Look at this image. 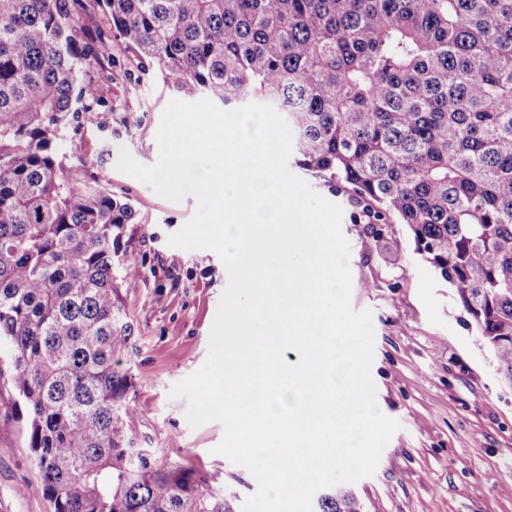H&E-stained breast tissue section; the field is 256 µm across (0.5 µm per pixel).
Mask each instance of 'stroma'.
Returning <instances> with one entry per match:
<instances>
[{"label": "stroma", "instance_id": "obj_1", "mask_svg": "<svg viewBox=\"0 0 512 512\" xmlns=\"http://www.w3.org/2000/svg\"><path fill=\"white\" fill-rule=\"evenodd\" d=\"M108 28L101 10L84 20L85 31L107 33L103 66L93 76L104 79L117 66L131 78L113 82L100 125L70 127L61 148L90 161L105 156L107 184L113 194L129 197L137 212L115 246L118 254L134 256L142 271L137 287L118 290L132 327L129 345L116 356L129 379L130 413L123 422L135 447L160 462L180 461L205 477L234 512H243L257 489L255 477L216 454L220 423L190 427L186 400L170 396L207 359L228 273L215 251L168 243L192 218L194 197L169 201L116 168L124 148L140 164L157 161L162 112L177 93L142 75L136 57ZM131 110L140 112L142 123L129 131L122 120ZM291 172L342 209L351 307L373 313L376 400L399 423L374 474L350 486L364 512H512V388L502 384L447 282L416 254L406 225L395 221L372 233L355 222L359 205L350 191L328 190L296 166ZM14 398L11 386L0 383V512H51L11 407Z\"/></svg>", "mask_w": 512, "mask_h": 512}]
</instances>
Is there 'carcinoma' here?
<instances>
[{
    "label": "carcinoma",
    "instance_id": "carcinoma-1",
    "mask_svg": "<svg viewBox=\"0 0 512 512\" xmlns=\"http://www.w3.org/2000/svg\"><path fill=\"white\" fill-rule=\"evenodd\" d=\"M141 71L189 98L274 106L295 163L396 217L512 386V0H92ZM86 0H0V378L53 512H232L206 479L131 447L132 335L112 249L129 200L57 141L99 116ZM137 286L136 259L119 263ZM316 512H362L325 489Z\"/></svg>",
    "mask_w": 512,
    "mask_h": 512
}]
</instances>
